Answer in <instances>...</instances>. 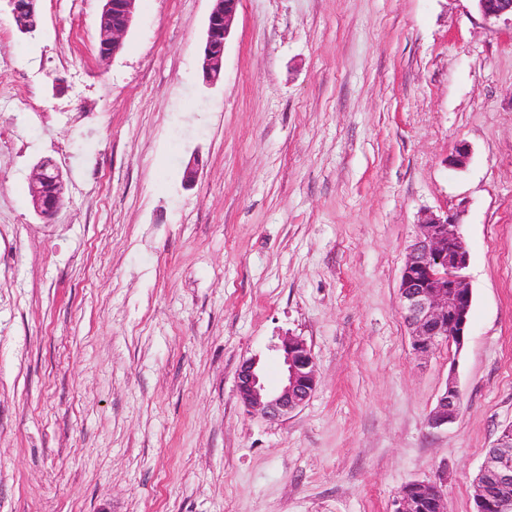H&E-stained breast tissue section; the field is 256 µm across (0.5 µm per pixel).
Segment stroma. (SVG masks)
Instances as JSON below:
<instances>
[{"mask_svg":"<svg viewBox=\"0 0 512 512\" xmlns=\"http://www.w3.org/2000/svg\"><path fill=\"white\" fill-rule=\"evenodd\" d=\"M101 0H0V512H390L445 473L447 512L512 423V23L473 0H240L216 86L211 0H138L100 60ZM470 150L458 169V143ZM202 167L183 181L193 154ZM42 159L66 182L33 212ZM470 253L463 348L399 311L424 214ZM319 382L281 422L282 337ZM458 419L430 427L449 374ZM66 191L61 170L50 160L39 162L29 182V194L35 213L43 219L55 215L64 201ZM274 347L282 363L281 388L269 390L259 368V359L251 358L240 365L237 392L247 411L279 421L310 400L318 385V372L311 348L302 338L288 336Z\"/></svg>","mask_w":512,"mask_h":512,"instance_id":"stroma-1","label":"stroma"}]
</instances>
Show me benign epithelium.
Returning <instances> with one entry per match:
<instances>
[{
    "instance_id": "obj_1",
    "label": "benign epithelium",
    "mask_w": 512,
    "mask_h": 512,
    "mask_svg": "<svg viewBox=\"0 0 512 512\" xmlns=\"http://www.w3.org/2000/svg\"><path fill=\"white\" fill-rule=\"evenodd\" d=\"M102 2L97 22L98 52L101 59L107 60L122 50L137 0ZM476 2L488 22L512 16V0ZM238 4L239 0H212L201 64L202 83L206 86L220 81L224 49ZM65 191L57 165L43 160L35 166L29 194L38 216L53 217L63 204ZM468 265L469 253L459 224L446 215H426L407 248L399 284L400 313L416 354H428L442 341L462 348L472 304V290L465 275ZM275 350L279 351L283 370L280 389L271 391L266 387L257 358L244 361L237 376V392L245 409L271 421H279L304 406L318 385L315 359L303 339L290 336ZM461 404V392L451 375L430 414V425L437 428L454 422ZM476 485V512H512V424L488 449ZM423 498L438 505L443 503L442 480L406 485L392 501L393 512H417Z\"/></svg>"
}]
</instances>
